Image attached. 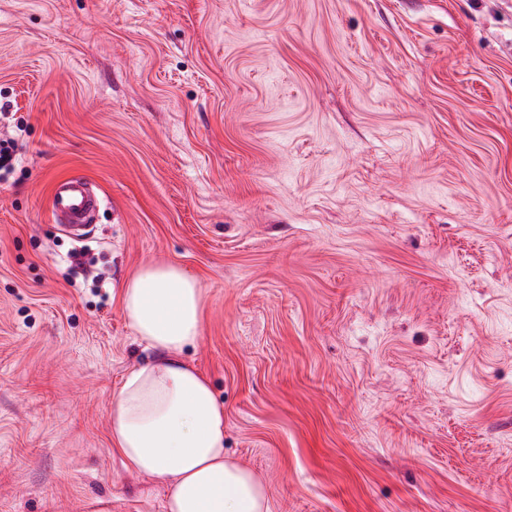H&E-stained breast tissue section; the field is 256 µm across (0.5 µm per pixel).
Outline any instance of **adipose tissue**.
<instances>
[{
	"label": "adipose tissue",
	"mask_w": 512,
	"mask_h": 512,
	"mask_svg": "<svg viewBox=\"0 0 512 512\" xmlns=\"http://www.w3.org/2000/svg\"><path fill=\"white\" fill-rule=\"evenodd\" d=\"M203 290L176 265H144L121 290L138 341L155 356L113 395L111 442L123 463L166 490L167 512H270L249 470L224 456V406L182 353L201 333Z\"/></svg>",
	"instance_id": "1"
}]
</instances>
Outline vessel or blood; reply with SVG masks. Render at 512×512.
I'll use <instances>...</instances> for the list:
<instances>
[{
	"mask_svg": "<svg viewBox=\"0 0 512 512\" xmlns=\"http://www.w3.org/2000/svg\"><path fill=\"white\" fill-rule=\"evenodd\" d=\"M101 205L88 183L79 176L58 181L52 191L51 208L58 223L74 238H82L92 213Z\"/></svg>",
	"mask_w": 512,
	"mask_h": 512,
	"instance_id": "b4317fda",
	"label": "vessel or blood"
}]
</instances>
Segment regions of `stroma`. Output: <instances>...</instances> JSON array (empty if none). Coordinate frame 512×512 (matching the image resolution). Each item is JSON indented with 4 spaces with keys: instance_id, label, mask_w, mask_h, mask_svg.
Listing matches in <instances>:
<instances>
[{
    "instance_id": "obj_1",
    "label": "stroma",
    "mask_w": 512,
    "mask_h": 512,
    "mask_svg": "<svg viewBox=\"0 0 512 512\" xmlns=\"http://www.w3.org/2000/svg\"><path fill=\"white\" fill-rule=\"evenodd\" d=\"M0 103V512H166L110 439L147 263L271 512H512V0H0ZM101 199L93 194L81 176L58 181L51 196L52 214L72 237L80 239L87 230L92 213L100 208Z\"/></svg>"
}]
</instances>
